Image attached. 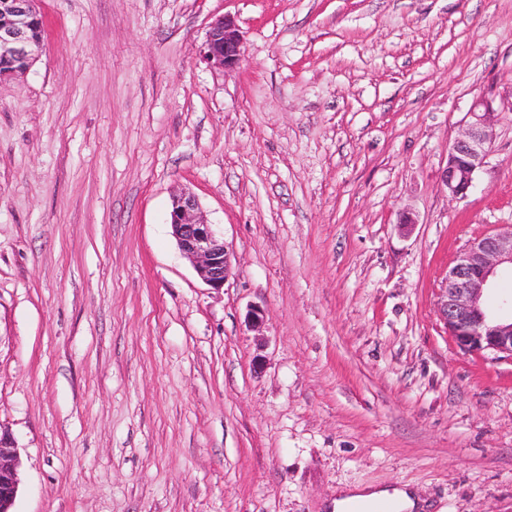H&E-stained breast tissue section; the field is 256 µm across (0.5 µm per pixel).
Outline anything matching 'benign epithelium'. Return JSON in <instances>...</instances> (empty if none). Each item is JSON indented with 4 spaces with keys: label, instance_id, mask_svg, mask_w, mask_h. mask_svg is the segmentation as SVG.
<instances>
[{
    "label": "benign epithelium",
    "instance_id": "7a95c632",
    "mask_svg": "<svg viewBox=\"0 0 512 512\" xmlns=\"http://www.w3.org/2000/svg\"><path fill=\"white\" fill-rule=\"evenodd\" d=\"M40 14L37 0H0V80L24 73L13 63L34 60L39 41L31 35L32 18ZM242 35L229 15L214 18L200 59L212 68L227 70L240 59ZM465 132L448 148L441 183L453 198H464L485 165L494 138V111L483 97L469 110ZM170 225L180 252L200 279L220 289L231 275L228 252L200 211L196 197L182 192L173 199ZM501 273L512 274V228L478 238L462 251L439 289L437 311L457 346L467 352L485 351L512 359V299L492 310L486 292ZM20 485L18 448L0 433V512H12Z\"/></svg>",
    "mask_w": 512,
    "mask_h": 512
}]
</instances>
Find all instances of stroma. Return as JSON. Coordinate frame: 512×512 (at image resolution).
Returning <instances> with one entry per match:
<instances>
[{"instance_id": "35a3bbf8", "label": "stroma", "mask_w": 512, "mask_h": 512, "mask_svg": "<svg viewBox=\"0 0 512 512\" xmlns=\"http://www.w3.org/2000/svg\"><path fill=\"white\" fill-rule=\"evenodd\" d=\"M40 10L0 82L13 512H327L405 484L430 512H512V360L461 351L436 308L459 253L512 227V0ZM223 14L228 73L197 55ZM480 96L492 149L452 199ZM182 191L229 249L221 289L173 237ZM468 114L471 121L448 148L447 164L441 173V183L453 198H464L473 188L494 138V111L488 100L477 98Z\"/></svg>"}]
</instances>
